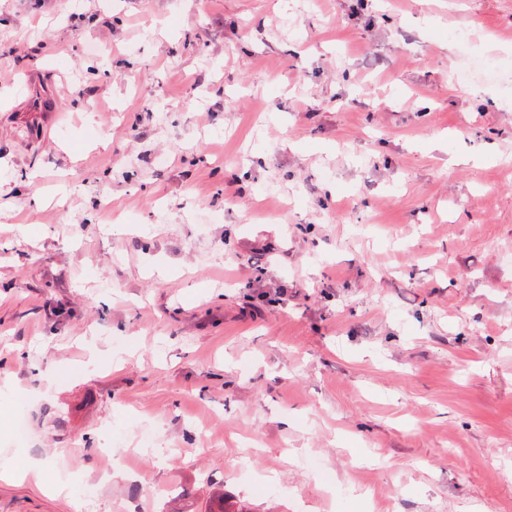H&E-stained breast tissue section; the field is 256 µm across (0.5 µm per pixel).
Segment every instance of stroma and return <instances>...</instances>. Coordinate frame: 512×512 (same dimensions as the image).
Instances as JSON below:
<instances>
[{
  "instance_id": "stroma-1",
  "label": "stroma",
  "mask_w": 512,
  "mask_h": 512,
  "mask_svg": "<svg viewBox=\"0 0 512 512\" xmlns=\"http://www.w3.org/2000/svg\"><path fill=\"white\" fill-rule=\"evenodd\" d=\"M3 379L0 512H512V0H0ZM29 93L13 112L16 123L35 139L44 137L62 120L52 94L45 90L36 77L28 79Z\"/></svg>"
}]
</instances>
